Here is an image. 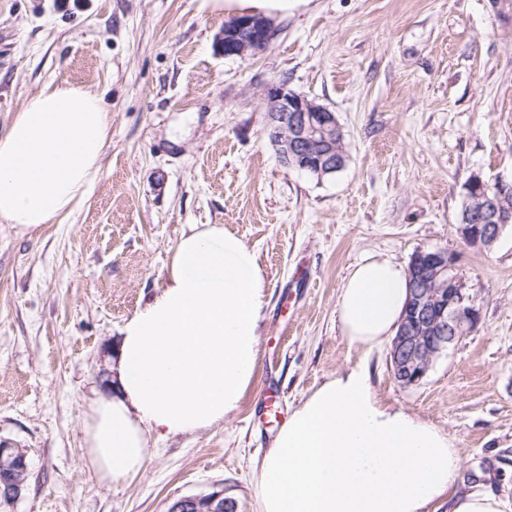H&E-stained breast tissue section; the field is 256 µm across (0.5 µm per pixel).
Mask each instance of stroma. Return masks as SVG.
Segmentation results:
<instances>
[{"instance_id": "obj_1", "label": "stroma", "mask_w": 512, "mask_h": 512, "mask_svg": "<svg viewBox=\"0 0 512 512\" xmlns=\"http://www.w3.org/2000/svg\"><path fill=\"white\" fill-rule=\"evenodd\" d=\"M207 0H0V133L48 81L112 113L100 173L66 216L0 223V447L25 449L22 496L0 512H167L223 488L256 512L253 465L287 414L363 367L377 398L448 433L455 489L512 494V229L465 246L464 182L512 179V23L490 0H288L271 44L224 56L233 18ZM274 79L335 112L348 161L318 179L284 166L265 132ZM192 224L242 237L267 279L256 382L223 423L151 439L133 479L85 464L83 414L136 309L163 286ZM443 248L479 312L425 380L393 378L389 342L351 345L337 319L361 258L409 264Z\"/></svg>"}]
</instances>
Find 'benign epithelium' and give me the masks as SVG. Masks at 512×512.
<instances>
[{
	"label": "benign epithelium",
	"mask_w": 512,
	"mask_h": 512,
	"mask_svg": "<svg viewBox=\"0 0 512 512\" xmlns=\"http://www.w3.org/2000/svg\"><path fill=\"white\" fill-rule=\"evenodd\" d=\"M274 35L270 20L245 15L217 36L218 49L226 57L246 58L269 46ZM266 130L281 162L290 168L322 178L342 169L347 154L336 149L341 127L334 112L273 80L265 86ZM471 189L484 194V206L496 212V224H474L465 218L457 225L462 241L476 248L494 244L512 222L505 200L512 196V181L499 179L491 186L472 176ZM455 259L448 251L432 248L410 260L409 299L396 335L391 341L389 363L395 381L410 387L427 376L435 358L448 350L479 320L478 310L456 275ZM29 475L23 448H0V495L19 498ZM224 490L187 495L176 499L169 512H224Z\"/></svg>",
	"instance_id": "benign-epithelium-1"
}]
</instances>
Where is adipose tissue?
<instances>
[{"mask_svg":"<svg viewBox=\"0 0 512 512\" xmlns=\"http://www.w3.org/2000/svg\"><path fill=\"white\" fill-rule=\"evenodd\" d=\"M112 114L91 90L47 82L0 134V223L18 233L68 214L96 180ZM268 283L255 251L220 224L178 240L165 284L126 322L116 383L90 405L84 456L121 483L143 467L151 436L193 433L235 412L256 380L258 320ZM408 273L391 258L356 263L337 314L350 344L395 335ZM452 438L383 405L367 370L329 377L294 408L254 468L258 512H512V496L456 495Z\"/></svg>","mask_w":512,"mask_h":512,"instance_id":"ef3b65f1","label":"adipose tissue"}]
</instances>
